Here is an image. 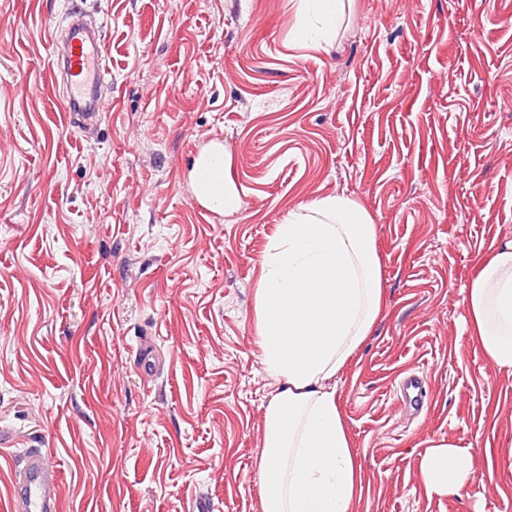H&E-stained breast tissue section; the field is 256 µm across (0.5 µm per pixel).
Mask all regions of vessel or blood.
Listing matches in <instances>:
<instances>
[{
  "mask_svg": "<svg viewBox=\"0 0 512 512\" xmlns=\"http://www.w3.org/2000/svg\"><path fill=\"white\" fill-rule=\"evenodd\" d=\"M51 44L64 89L63 117L70 123L89 124L110 104L104 92L107 70L102 29L89 24L83 10L74 9L65 26L54 30ZM24 469L25 477L17 484L8 512H60L56 475L46 455L36 448L26 451Z\"/></svg>",
  "mask_w": 512,
  "mask_h": 512,
  "instance_id": "obj_1",
  "label": "vessel or blood"
}]
</instances>
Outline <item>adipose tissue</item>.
I'll return each instance as SVG.
<instances>
[{"label": "adipose tissue", "mask_w": 512, "mask_h": 512, "mask_svg": "<svg viewBox=\"0 0 512 512\" xmlns=\"http://www.w3.org/2000/svg\"><path fill=\"white\" fill-rule=\"evenodd\" d=\"M309 16L300 41L327 42L344 0H301ZM224 145L198 153L188 179L200 205L219 214L241 207L224 183ZM376 226L355 201L326 196L288 210L261 261L254 291L263 371L278 384L266 405L258 461L263 512H353L357 468L330 382L368 336L382 306ZM474 338L499 370L512 372V241L498 247L464 299ZM428 494L470 486L465 449L432 443L421 462Z\"/></svg>", "instance_id": "ef3b65f1"}]
</instances>
